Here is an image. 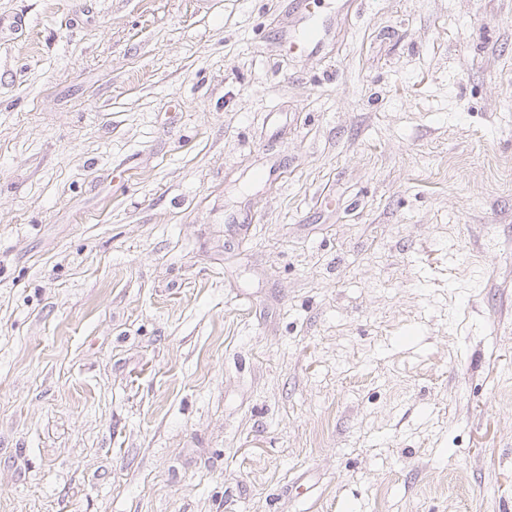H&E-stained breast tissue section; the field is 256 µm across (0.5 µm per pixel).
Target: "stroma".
<instances>
[{
	"label": "stroma",
	"instance_id": "stroma-1",
	"mask_svg": "<svg viewBox=\"0 0 512 512\" xmlns=\"http://www.w3.org/2000/svg\"><path fill=\"white\" fill-rule=\"evenodd\" d=\"M290 3L0 0V512H512V0ZM296 12L300 15L302 25L294 34L284 37L285 46L290 53L313 52L324 41L327 30L323 20L311 9L312 0H292Z\"/></svg>",
	"mask_w": 512,
	"mask_h": 512
}]
</instances>
